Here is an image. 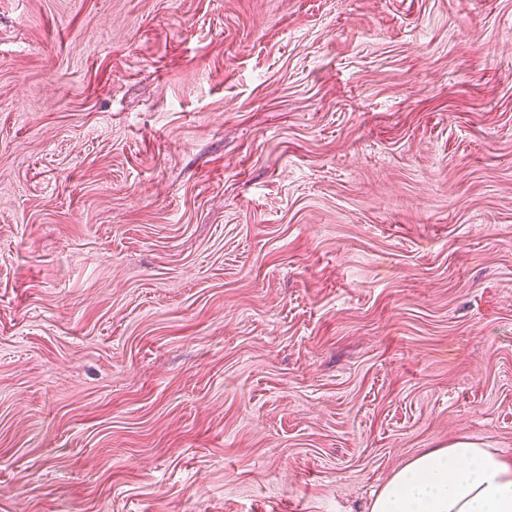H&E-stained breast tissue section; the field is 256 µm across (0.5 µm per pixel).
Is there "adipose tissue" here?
Wrapping results in <instances>:
<instances>
[{
    "instance_id": "adipose-tissue-1",
    "label": "adipose tissue",
    "mask_w": 512,
    "mask_h": 512,
    "mask_svg": "<svg viewBox=\"0 0 512 512\" xmlns=\"http://www.w3.org/2000/svg\"><path fill=\"white\" fill-rule=\"evenodd\" d=\"M370 512H512V455L458 439L413 458Z\"/></svg>"
}]
</instances>
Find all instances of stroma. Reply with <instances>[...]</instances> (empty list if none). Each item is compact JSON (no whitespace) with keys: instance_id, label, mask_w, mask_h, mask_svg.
<instances>
[{"instance_id":"1","label":"stroma","mask_w":512,"mask_h":512,"mask_svg":"<svg viewBox=\"0 0 512 512\" xmlns=\"http://www.w3.org/2000/svg\"><path fill=\"white\" fill-rule=\"evenodd\" d=\"M512 451V0H0V512H368Z\"/></svg>"}]
</instances>
